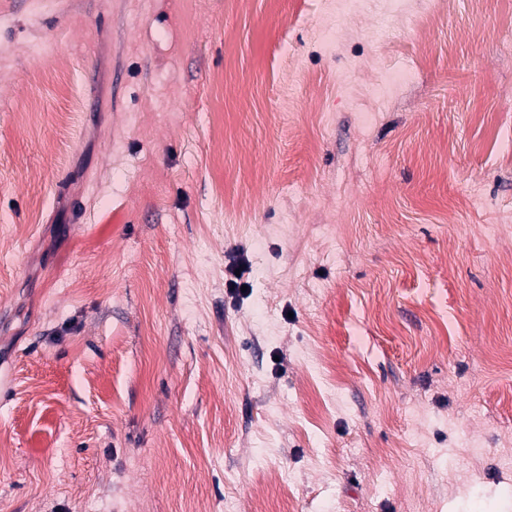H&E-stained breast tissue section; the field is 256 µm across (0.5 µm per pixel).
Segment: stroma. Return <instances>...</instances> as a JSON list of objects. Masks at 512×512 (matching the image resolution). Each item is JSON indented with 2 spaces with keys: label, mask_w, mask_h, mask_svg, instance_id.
Wrapping results in <instances>:
<instances>
[{
  "label": "stroma",
  "mask_w": 512,
  "mask_h": 512,
  "mask_svg": "<svg viewBox=\"0 0 512 512\" xmlns=\"http://www.w3.org/2000/svg\"><path fill=\"white\" fill-rule=\"evenodd\" d=\"M418 11L0 0V512H512V0ZM368 9L381 17H400L411 15L414 4L410 0H325L323 14L312 29V37L332 50L346 32L347 19ZM410 78V73L404 70L385 69L374 87V93L382 99H387L395 92L398 84L408 81Z\"/></svg>",
  "instance_id": "obj_1"
}]
</instances>
